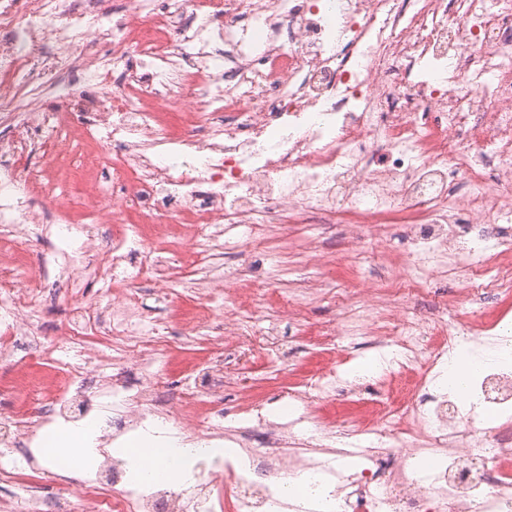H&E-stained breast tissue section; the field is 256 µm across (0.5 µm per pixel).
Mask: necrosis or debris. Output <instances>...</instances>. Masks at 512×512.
Masks as SVG:
<instances>
[{"label": "necrosis or debris", "mask_w": 512, "mask_h": 512, "mask_svg": "<svg viewBox=\"0 0 512 512\" xmlns=\"http://www.w3.org/2000/svg\"><path fill=\"white\" fill-rule=\"evenodd\" d=\"M120 74L112 107L99 110L103 77ZM181 113L174 133L168 111ZM0 224L56 222L81 213L112 227L99 274L111 302L71 308L69 333L103 334L112 354L113 439L153 421L174 422L181 444L224 443L250 470L200 459L185 488L128 485L108 457L70 499H37L12 512H276L271 480L325 474L338 512H512V0H0ZM40 164H30L31 154ZM72 161L91 181L64 192L50 168ZM41 200H15L17 186ZM244 227L243 243H272V227L336 224L354 263L370 242L404 230L396 273L359 272L351 287L321 280L293 289L286 314L339 296L326 338L374 337L419 367L407 403L379 398L367 424L301 426L350 394L329 371L285 391L288 422L247 405L248 425L224 429L189 405L239 385L268 344L262 307L228 301L242 286L225 269L196 306L195 325L220 337L212 366L167 389L150 364L168 349L138 320V284L169 258L193 264L226 247L211 225ZM464 282L445 303L429 300L441 278ZM46 272L0 266V305L23 313ZM225 298L217 306V298ZM488 361L464 393L443 389L435 369L458 346ZM66 392L1 414L0 446L31 455L54 420L95 412L99 377L62 364ZM493 413L494 427L481 416ZM377 435L379 446H360ZM363 447L368 467L343 476L332 457Z\"/></svg>", "instance_id": "4bbe7bcc"}]
</instances>
